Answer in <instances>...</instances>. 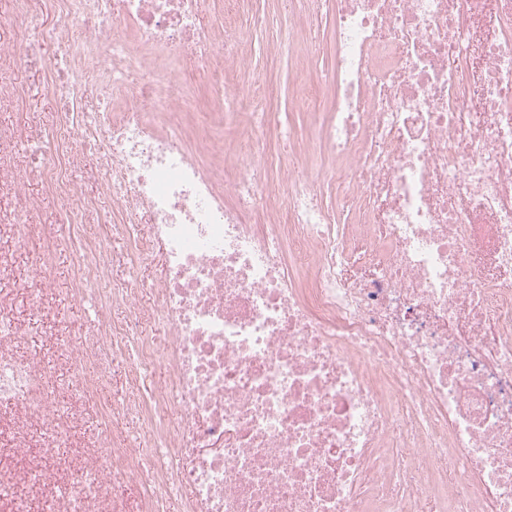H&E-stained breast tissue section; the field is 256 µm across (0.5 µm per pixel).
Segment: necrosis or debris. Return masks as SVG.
<instances>
[{"label":"necrosis or debris","instance_id":"necrosis-or-debris-1","mask_svg":"<svg viewBox=\"0 0 512 512\" xmlns=\"http://www.w3.org/2000/svg\"><path fill=\"white\" fill-rule=\"evenodd\" d=\"M15 3L60 18L41 34L56 52H26L21 23L0 69H42L65 99L53 129L0 128V223L41 239L36 286L64 241L76 298L111 284L71 350L84 396L114 357L132 354L134 383L168 366L144 407L166 462L148 474L137 448H105L64 499L26 472L50 512H97L88 478L104 470L142 487L143 512L181 483L186 512H512V0H336L331 99L317 82L300 98L320 148L245 126L229 166L221 127L263 119L267 96L238 91L242 34L202 25L203 0ZM86 85L104 107L81 106ZM21 133L36 145L22 175L4 150ZM82 150L116 199L93 228L75 219L93 206L72 177ZM31 175L68 201L58 225L30 223ZM143 213L164 246L163 350L134 335L137 288L110 280L108 239L136 246ZM16 336L1 312L0 400L64 436L43 366L9 353Z\"/></svg>","mask_w":512,"mask_h":512}]
</instances>
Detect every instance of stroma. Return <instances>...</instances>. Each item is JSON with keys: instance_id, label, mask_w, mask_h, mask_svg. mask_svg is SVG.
Masks as SVG:
<instances>
[{"instance_id": "1", "label": "stroma", "mask_w": 512, "mask_h": 512, "mask_svg": "<svg viewBox=\"0 0 512 512\" xmlns=\"http://www.w3.org/2000/svg\"><path fill=\"white\" fill-rule=\"evenodd\" d=\"M256 15L262 17V25H252L251 19ZM307 20L306 11L288 13L281 0H243L237 21L245 39V65L239 74V90L247 93L259 86L271 89L277 121L292 127L301 139L307 138L309 126L297 91L301 83L315 80L316 75L307 68L303 54H289L286 46L289 32L305 28ZM1 82L23 86L27 97L20 108L0 110V125L28 123L51 129L62 99L44 88L39 72H0ZM95 166V160L89 158L73 172L84 194L95 200L94 211L77 215L85 224L96 223L112 208L111 196L93 174ZM138 237L139 249L135 252L122 238L110 239L112 276L117 281L138 284L143 317L137 329L162 346L169 335L166 325L154 313L151 286L164 274V250L148 221H140ZM41 249L39 239H30L18 249L8 233L0 234V305L8 309L20 334L12 348L13 356L21 361L38 357L49 362L51 371L45 379V390L57 409L72 415L73 423L68 437L59 439L45 428L41 418H24L20 407L0 403V481L16 479L38 466L61 492L72 488L84 454L97 449L101 436L134 445L142 443L147 434L146 422L140 415L125 411L124 406L137 401L141 392L164 385L167 372L163 363H156L143 373L140 389H131V361L121 356L110 363L109 383L93 399L80 397L70 373V353L76 341L92 333L97 302L92 296L81 301L73 298L75 257L65 244L55 254L52 279L42 291L43 309L40 314H33L28 302L29 275L39 261ZM103 410L108 412V419H100Z\"/></svg>"}]
</instances>
